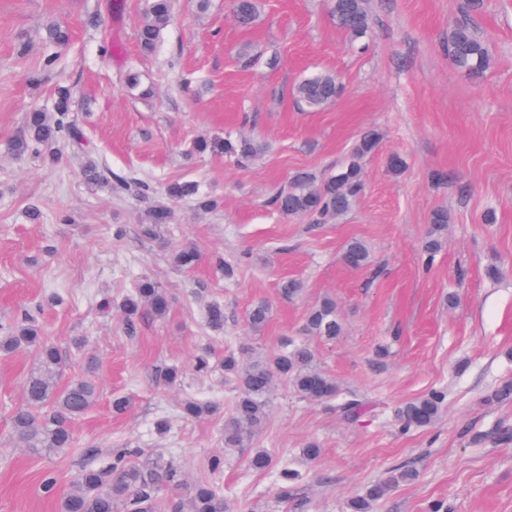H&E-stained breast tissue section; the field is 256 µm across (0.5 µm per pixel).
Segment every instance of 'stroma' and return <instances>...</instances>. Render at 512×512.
I'll list each match as a JSON object with an SVG mask.
<instances>
[{
  "label": "stroma",
  "mask_w": 512,
  "mask_h": 512,
  "mask_svg": "<svg viewBox=\"0 0 512 512\" xmlns=\"http://www.w3.org/2000/svg\"><path fill=\"white\" fill-rule=\"evenodd\" d=\"M468 4L368 0L371 30L355 42L336 28L328 0H259L249 29L236 24L229 0H210L204 13L196 0H174L157 48L145 53L136 37L145 0H0V324L36 312L65 377L89 373L98 385L94 406L73 425L96 456L36 454L10 438L34 353L0 354V512H60L73 478L106 465L119 444L140 448V463L161 455L182 466L187 482L209 478L234 512H347L352 496L398 465L416 477L377 512H427L435 500L449 512H512V442L497 437L512 427V402H482L512 380V0H483L476 12ZM50 22L70 41L47 68ZM461 22L492 56L477 82L448 53V31ZM132 71L141 75L136 90L127 84ZM320 71L339 73L342 93L319 111L302 110L293 88ZM60 85L72 89L79 141L54 164L15 157L8 144L27 113L51 110ZM370 129L382 138L363 161L365 189L351 212L330 224L279 215L271 200L281 187L299 172L328 175ZM242 136L265 146L244 165L220 150L186 154L199 137ZM392 154L406 162L397 177L386 170ZM90 160L157 197L169 180L196 181L220 204L205 212L176 203L175 223L144 238L148 199L116 192L108 180L88 186L81 170ZM33 204L36 221L27 214ZM438 209L447 210L448 229L429 263L422 245ZM489 212L493 223H482ZM354 239L372 255L360 269L342 259ZM186 244L200 260L182 270L171 254ZM492 265L498 277L488 276ZM144 275L162 283L171 307L130 331L118 304ZM283 278L302 280L304 295L282 299ZM326 296L344 332L311 341L316 363L371 413L343 421L280 382L264 431L225 454L224 416L237 395L225 353L277 351ZM260 300L271 314L254 332L245 313ZM213 302L224 306L220 334L206 326ZM204 349L212 370L199 376L190 364ZM172 366L181 380L159 384L157 370ZM435 388L448 391L441 419L401 431L398 409ZM118 395L130 401L121 415L112 411ZM188 397L217 410L185 419ZM162 416L170 426L160 436L153 424ZM310 442L321 450L313 462L300 453ZM257 448L272 454L271 468L250 466ZM215 455L224 468L213 473ZM284 465L300 474L285 501L274 475ZM47 470L56 475L54 497L39 491Z\"/></svg>",
  "instance_id": "1"
}]
</instances>
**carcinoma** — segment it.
<instances>
[{
    "label": "carcinoma",
    "instance_id": "1",
    "mask_svg": "<svg viewBox=\"0 0 512 512\" xmlns=\"http://www.w3.org/2000/svg\"><path fill=\"white\" fill-rule=\"evenodd\" d=\"M173 0H147L145 17L137 31L141 49L153 51L167 26ZM232 10L237 24L252 27L259 15L258 0H233ZM329 12L336 26L358 39L370 27L367 0H329ZM45 40L50 45H64L69 40L67 30L56 24L45 26ZM448 52L454 64L468 76L479 80L492 64L487 44L467 24H456L448 33ZM341 92L339 77L332 72L312 75L294 88L295 98L310 110H319L336 100ZM71 90L57 87L50 112L35 109L25 119L22 135L10 141V149L20 157L37 155L48 163L59 160L60 145L76 142L79 133L71 118ZM380 135L376 131L363 134L355 144L345 164L324 178L303 173L281 188L274 197L278 213L288 218H305L313 224H330L347 214L364 188L362 160L376 151ZM225 152L241 161H248L263 150V145L242 138L224 145ZM165 201L151 203L141 224L142 233L155 237L162 226L175 222L172 204L192 200L204 210L218 207L216 199L199 193L198 185L189 180H172L163 192ZM431 235L423 252L431 257L441 247L448 224V213L437 210L432 214ZM200 254L184 247L173 254V262L182 269H191ZM343 259L358 269L369 264L367 246L353 240L345 248ZM304 285L296 279L279 283L282 298L293 300L302 295ZM170 306L166 290L154 279L144 277L119 304L128 329L145 312L164 317ZM269 317V306L259 301L248 311L250 328L259 330ZM207 325L213 331L224 330V305L215 302L208 307ZM343 329L342 320L332 300L313 305L305 316L299 335L290 337L281 348L269 355H255L244 363L235 352L224 355V373L235 380L239 395L224 418V447L242 448L248 438L266 424L267 395L274 381L280 379L300 398L313 401H336L337 415L356 422L365 414L368 404L340 389L336 381L315 363L309 348L311 338L334 341ZM20 349L36 354L37 367L25 379V404L12 413L10 423L13 437L23 448L36 453H56L76 448L73 423L81 418L96 401L97 387L91 377H78L61 385L58 381L60 356L56 347L44 341L41 329L31 316L8 325L0 324V352L7 355ZM448 390L433 389L405 403L398 410L403 429H426L439 419ZM215 406L206 402L187 400L183 414L199 419L213 414ZM141 455L138 448L112 449L111 462L103 468H84L73 479L70 489L60 501L61 512H231L224 494L211 481L202 480L183 486L180 471L170 463H155L144 469L135 463ZM414 474L403 467L392 468L382 479L369 483L348 502L349 512H374L376 506L402 483L411 481ZM185 490V497L162 494L163 488Z\"/></svg>",
    "mask_w": 512,
    "mask_h": 512
}]
</instances>
